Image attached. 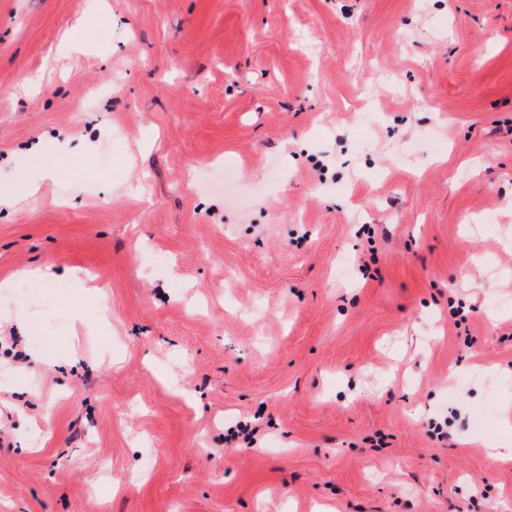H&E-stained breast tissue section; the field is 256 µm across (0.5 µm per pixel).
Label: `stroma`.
Returning <instances> with one entry per match:
<instances>
[{
    "label": "stroma",
    "instance_id": "35a3bbf8",
    "mask_svg": "<svg viewBox=\"0 0 512 512\" xmlns=\"http://www.w3.org/2000/svg\"><path fill=\"white\" fill-rule=\"evenodd\" d=\"M7 194L0 512H512V0H0Z\"/></svg>",
    "mask_w": 512,
    "mask_h": 512
}]
</instances>
